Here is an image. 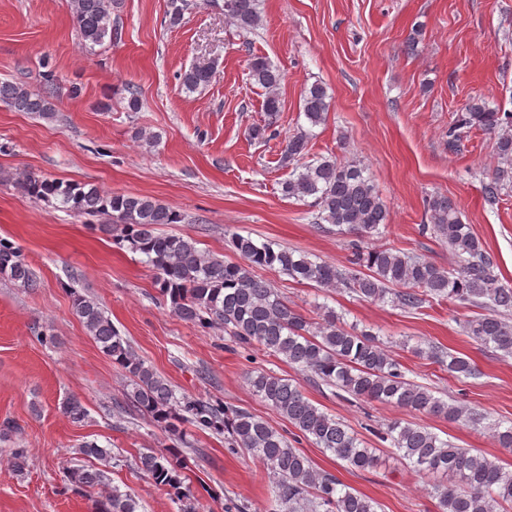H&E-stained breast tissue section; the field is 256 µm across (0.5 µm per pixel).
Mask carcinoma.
<instances>
[{
    "instance_id": "carcinoma-1",
    "label": "carcinoma",
    "mask_w": 512,
    "mask_h": 512,
    "mask_svg": "<svg viewBox=\"0 0 512 512\" xmlns=\"http://www.w3.org/2000/svg\"><path fill=\"white\" fill-rule=\"evenodd\" d=\"M258 0H224V16L243 33L262 25ZM118 0H71L73 19L89 48L117 35L112 10ZM214 62L198 61L180 75L182 87L194 92L207 87L214 74ZM250 79L265 91L263 109L268 123L253 128L263 140L281 111L279 88L283 73L267 58L255 56L249 63ZM0 103L15 112H27L44 119L55 117L50 92L21 83L0 81ZM329 103L327 92L314 83L302 94V111L308 124L324 123ZM478 128L498 134L497 153L511 168H498L482 183L484 201L499 203L503 190L512 186V113L490 108L472 99L448 127V148L458 150L466 131ZM309 132L299 129L288 137L282 162L293 166L291 176L281 183L288 198H314L317 223L336 226L337 232L354 234L349 266L340 268L326 261H312L287 248L276 249L257 243L249 236L234 234L231 245L240 261L226 262L202 252L196 242L157 232L160 224H179L184 216L149 196L111 195L91 184H71L38 179L29 174L20 186L38 198L52 199L58 207L78 215L103 213L121 225V241L128 249L146 256L159 271V290L169 299L174 313L183 321L211 328L222 326L242 345H258L273 356L314 380L336 387L352 397L393 405L410 411L464 421L474 426L486 420L481 413L435 396L429 387L405 378L401 364L370 331L349 327L333 311L322 322L309 321L288 305L272 285L254 269L278 268L298 282L319 287L349 290L364 301L383 302L418 309L434 299L452 304L481 306L487 313L463 321V331L480 345L512 356V285L502 283L494 263L471 225L462 222L452 201L434 196L427 202L433 233L448 245L457 259L449 270L428 259L393 248H365L359 241L371 237L386 224L388 207L375 191L364 169L355 163L335 159L304 161ZM0 274L27 288L35 281L20 249L0 241ZM76 314L88 334L112 358L129 379L128 396L134 408L151 416L180 444L187 443L185 426L225 435L228 447L252 454L273 480L276 500L298 512H377L376 502L353 492L333 474L316 470L311 460L291 446L288 438L252 413L221 401L175 399L167 380L157 374L132 349L104 311L92 299L76 297ZM454 378H468L478 372L468 357L438 347H418ZM257 395L272 405L299 433L330 452L346 467L364 471L378 465L376 449L367 448L346 425L321 411L291 379L259 371L249 376ZM487 428L500 447L512 450V426ZM390 442L396 457L416 473L439 478L432 486L438 512H507L512 508V469L467 448H460L413 422L392 421L379 432ZM81 453L99 462L69 471L68 483L77 492L103 484L105 468L114 457L111 450L87 443ZM137 469L155 486L183 503L181 512H194L182 491L188 456L178 447L140 454ZM95 512H139L134 496L117 488L96 503Z\"/></svg>"
}]
</instances>
